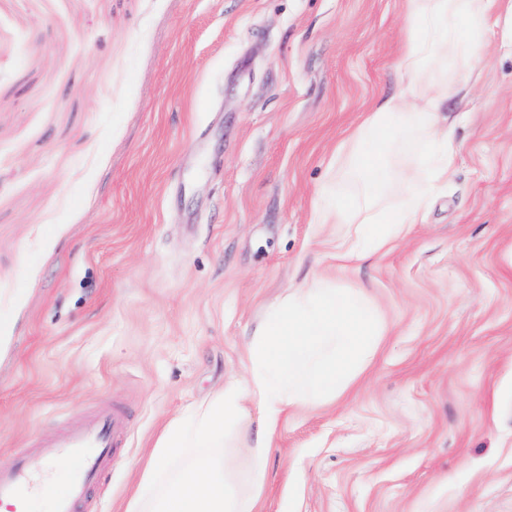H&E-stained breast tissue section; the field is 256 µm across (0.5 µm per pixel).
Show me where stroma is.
<instances>
[{
  "label": "stroma",
  "mask_w": 512,
  "mask_h": 512,
  "mask_svg": "<svg viewBox=\"0 0 512 512\" xmlns=\"http://www.w3.org/2000/svg\"><path fill=\"white\" fill-rule=\"evenodd\" d=\"M411 0H0V465L124 417L125 512L164 424L319 276L383 334L271 448L262 512H512V23L435 67L458 157L424 223L338 261L313 201L401 91Z\"/></svg>",
  "instance_id": "35a3bbf8"
}]
</instances>
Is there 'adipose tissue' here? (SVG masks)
Masks as SVG:
<instances>
[{
    "instance_id": "ef3b65f1",
    "label": "adipose tissue",
    "mask_w": 512,
    "mask_h": 512,
    "mask_svg": "<svg viewBox=\"0 0 512 512\" xmlns=\"http://www.w3.org/2000/svg\"><path fill=\"white\" fill-rule=\"evenodd\" d=\"M399 70L419 85L431 65L479 43L496 13L512 19V0H411ZM447 85L415 97H379L336 149V200L318 199L315 221L343 224L342 261L364 260L423 223L430 201L454 168L458 147ZM425 143V176L392 163L395 145ZM381 333L363 290L315 280L287 294L255 329L244 352L247 374L187 415L167 422L126 512H260L268 454L282 421L310 400L343 393ZM255 425L245 446L246 480L228 464L225 436L248 410ZM166 488H159L163 476Z\"/></svg>"
}]
</instances>
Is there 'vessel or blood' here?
I'll use <instances>...</instances> for the list:
<instances>
[{
  "label": "vessel or blood",
  "instance_id": "b4317fda",
  "mask_svg": "<svg viewBox=\"0 0 512 512\" xmlns=\"http://www.w3.org/2000/svg\"><path fill=\"white\" fill-rule=\"evenodd\" d=\"M122 436L120 417L101 411L83 425L40 445L37 451L18 453L13 465L0 467V501H22L31 480L61 459L68 465V476L64 490L54 498L53 512H78L87 501L89 486L111 472L113 450Z\"/></svg>",
  "mask_w": 512,
  "mask_h": 512
}]
</instances>
